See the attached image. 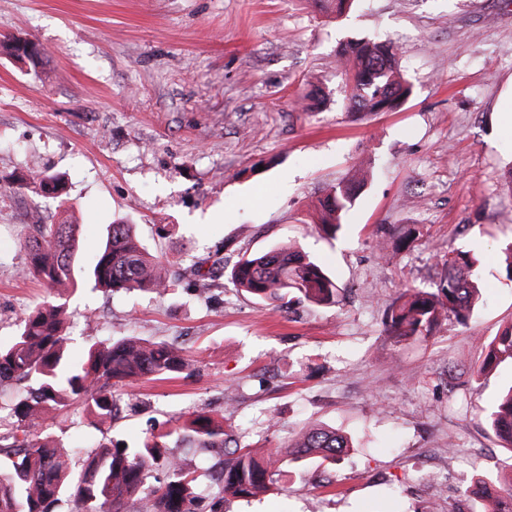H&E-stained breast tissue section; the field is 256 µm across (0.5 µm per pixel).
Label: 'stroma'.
<instances>
[{"instance_id":"stroma-1","label":"stroma","mask_w":512,"mask_h":512,"mask_svg":"<svg viewBox=\"0 0 512 512\" xmlns=\"http://www.w3.org/2000/svg\"><path fill=\"white\" fill-rule=\"evenodd\" d=\"M33 40L40 74L0 54V345L54 290L22 277L33 213L79 225L91 263L125 220L163 262L292 243L335 278L336 302L289 310L235 288L229 275L170 294L67 291L77 344L135 337L175 343L190 376L117 390L111 427L83 408L49 417L74 446L138 447L179 413L225 417L240 443L287 445L305 424L350 440L343 460L305 459L288 489L226 498L224 512H485L469 487L507 493L512 452L484 416L512 385V363L481 379L482 344L512 322V0H359L327 21L316 0H0V35ZM392 40L412 92L396 112L348 114L336 74L341 42ZM324 97L298 105L302 90ZM372 170L336 237L317 200L358 160ZM65 177L68 208L14 175ZM423 235L412 248L399 240ZM453 248L473 250L480 293L467 323L425 338L384 330L408 285L433 288ZM236 386L233 407L224 386Z\"/></svg>"}]
</instances>
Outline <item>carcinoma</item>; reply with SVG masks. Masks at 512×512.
I'll return each instance as SVG.
<instances>
[{
	"instance_id": "cac0c4a2",
	"label": "carcinoma",
	"mask_w": 512,
	"mask_h": 512,
	"mask_svg": "<svg viewBox=\"0 0 512 512\" xmlns=\"http://www.w3.org/2000/svg\"><path fill=\"white\" fill-rule=\"evenodd\" d=\"M329 19L346 16L354 0H317ZM27 39L15 35L0 41V51L37 68L42 56L28 53ZM394 44L374 39L342 43L336 51V70L344 83L347 110L364 114L394 112L405 102L411 87L403 76ZM39 186L42 193L65 202L60 178L32 173L17 180L24 186ZM356 177L333 187L315 207L314 223L336 233L342 218L357 198ZM77 224H32L25 239L24 276L33 275L52 288L82 283L112 291H150L165 295L183 279H204L217 271L222 260L212 264L192 259L171 273L162 261L140 243L133 225L111 224L104 249L92 265L80 269ZM477 259L470 252L454 250L445 261L446 274L434 290L406 288L388 306L385 326L389 334L408 338L427 336L440 317L453 315L466 321L477 293ZM233 283L256 299L288 305L303 300L314 305L335 302L336 282L322 266L293 246H276L244 254L230 270ZM63 294L31 308L21 318L12 342L0 347V385L28 384L0 422V512H54L67 501L71 512H138L145 501L151 512H220L224 497H248L280 490L279 478L291 465L313 455L321 463H336L350 447L349 438L318 425L303 427L290 449L273 452L246 445L235 447L234 457L215 468L211 478L217 491L211 501L200 497L196 477L162 449L171 441L195 442L202 448L224 447V423L195 415L169 430L151 431L137 448L98 445L83 451L79 471L72 467L73 447L39 442L31 430L42 425L53 410L79 403L102 425L112 421L115 383L159 381L190 374L191 362L174 344H144L135 338L103 339L86 344L75 356L67 330ZM486 355L476 369L481 375L499 363L512 361V323L486 345ZM488 424L499 445L512 449V387L503 392ZM164 462L167 480L150 485L147 479ZM472 494L489 502L487 512H512V492L499 495L494 484L477 480Z\"/></svg>"
}]
</instances>
